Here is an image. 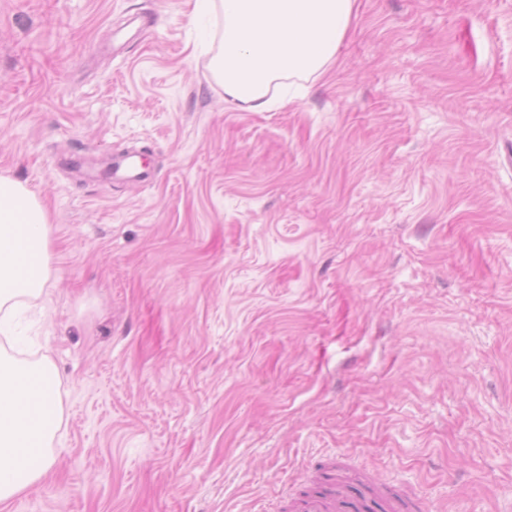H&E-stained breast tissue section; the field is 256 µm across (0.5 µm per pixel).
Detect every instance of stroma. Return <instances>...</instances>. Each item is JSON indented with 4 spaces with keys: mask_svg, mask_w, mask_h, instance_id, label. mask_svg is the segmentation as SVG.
Returning <instances> with one entry per match:
<instances>
[{
    "mask_svg": "<svg viewBox=\"0 0 512 512\" xmlns=\"http://www.w3.org/2000/svg\"><path fill=\"white\" fill-rule=\"evenodd\" d=\"M196 0H0L26 358L64 445L0 512H267L342 462L512 512V0H358L297 101H226ZM144 150L153 178L103 177Z\"/></svg>",
    "mask_w": 512,
    "mask_h": 512,
    "instance_id": "1",
    "label": "stroma"
}]
</instances>
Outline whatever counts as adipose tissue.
Here are the masks:
<instances>
[{"instance_id":"1","label":"adipose tissue","mask_w":512,"mask_h":512,"mask_svg":"<svg viewBox=\"0 0 512 512\" xmlns=\"http://www.w3.org/2000/svg\"><path fill=\"white\" fill-rule=\"evenodd\" d=\"M224 25L214 64L239 109L262 112L296 98L335 59L357 0H200ZM50 224L26 184L0 174V504L26 493L53 466L64 419L54 362L19 358L17 317L51 276Z\"/></svg>"}]
</instances>
